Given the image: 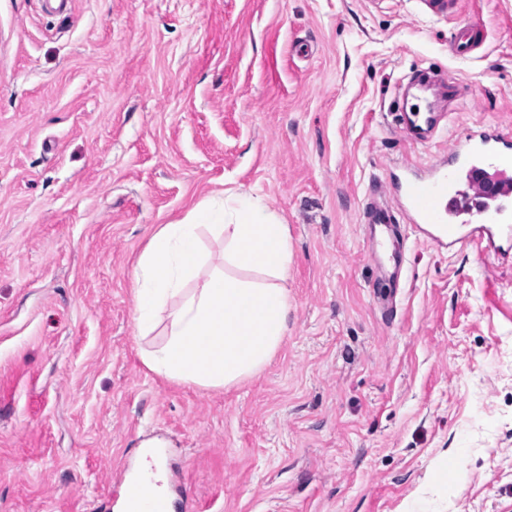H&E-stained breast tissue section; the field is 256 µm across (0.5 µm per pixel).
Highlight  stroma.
Wrapping results in <instances>:
<instances>
[{"instance_id": "stroma-1", "label": "stroma", "mask_w": 512, "mask_h": 512, "mask_svg": "<svg viewBox=\"0 0 512 512\" xmlns=\"http://www.w3.org/2000/svg\"><path fill=\"white\" fill-rule=\"evenodd\" d=\"M0 0V512H95L168 441L187 512H512V256L405 224L400 286L358 215L399 159L512 130V0ZM480 22L473 57L448 49ZM458 83L410 144L396 89ZM232 189L288 226L286 336L227 388L151 372L132 266ZM448 458V476L436 461ZM486 35L483 27L474 21L457 25L448 38L452 54L457 58H469L485 43Z\"/></svg>"}]
</instances>
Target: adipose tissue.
<instances>
[{
  "instance_id": "ef3b65f1",
  "label": "adipose tissue",
  "mask_w": 512,
  "mask_h": 512,
  "mask_svg": "<svg viewBox=\"0 0 512 512\" xmlns=\"http://www.w3.org/2000/svg\"><path fill=\"white\" fill-rule=\"evenodd\" d=\"M223 235L218 263L203 232ZM288 228L252 195L225 191L162 225L133 265L138 335L166 316L164 341L145 351L146 367L170 380L225 388L259 373L288 330Z\"/></svg>"
}]
</instances>
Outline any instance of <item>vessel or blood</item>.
<instances>
[{"label": "vessel or blood", "instance_id": "vessel-or-blood-1", "mask_svg": "<svg viewBox=\"0 0 512 512\" xmlns=\"http://www.w3.org/2000/svg\"><path fill=\"white\" fill-rule=\"evenodd\" d=\"M485 40L483 27L468 21L451 31L448 45L455 57L465 59ZM434 127L430 111L406 113L400 125L413 142L424 141ZM392 195L410 223L419 225L433 243L448 248L469 244L482 258L512 254V134L497 126L469 129L427 166L400 164L391 191L376 190L367 196L361 221L369 229L371 253L385 258L398 275L404 256L386 248L387 233L395 222L388 201ZM120 481L122 493L114 503L117 512H176L174 493H150L134 468L123 467Z\"/></svg>", "mask_w": 512, "mask_h": 512}]
</instances>
